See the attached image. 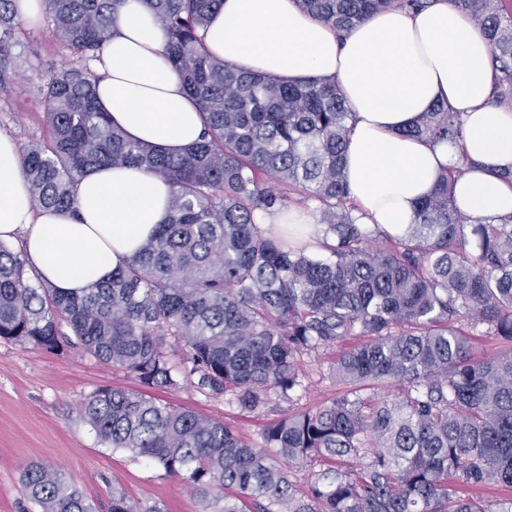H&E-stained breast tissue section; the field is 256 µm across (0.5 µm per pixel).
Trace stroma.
Returning a JSON list of instances; mask_svg holds the SVG:
<instances>
[{"instance_id": "1", "label": "stroma", "mask_w": 512, "mask_h": 512, "mask_svg": "<svg viewBox=\"0 0 512 512\" xmlns=\"http://www.w3.org/2000/svg\"><path fill=\"white\" fill-rule=\"evenodd\" d=\"M13 52L26 72L28 88L9 96L0 93V132L23 147L45 135L36 87L70 55L52 39L42 20L24 26ZM335 356V348L329 347L303 358L306 389L291 402V410L312 408L335 397L338 387L330 374ZM136 386L125 370L82 350L53 354L29 343L0 339V512H38L22 484L23 469L33 461L51 464L72 478L96 512H110L116 493L144 510L155 505L163 512H201L199 498L180 478L112 449L81 417L82 402L98 389ZM161 398L171 406L229 421L255 443L267 422L263 416L238 413L190 386L164 392Z\"/></svg>"}]
</instances>
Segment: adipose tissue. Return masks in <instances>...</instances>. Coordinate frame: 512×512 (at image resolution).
<instances>
[{
	"instance_id": "ef3b65f1",
	"label": "adipose tissue",
	"mask_w": 512,
	"mask_h": 512,
	"mask_svg": "<svg viewBox=\"0 0 512 512\" xmlns=\"http://www.w3.org/2000/svg\"><path fill=\"white\" fill-rule=\"evenodd\" d=\"M206 50L233 67L287 81H333L353 114L346 150L351 200L363 223L399 234L451 167L461 215H512V109L492 102L497 74L483 30L434 0L394 6L344 33L297 0H224L202 33ZM166 35L143 0H124L97 70L99 102L128 137L170 154L199 139L202 123L167 57ZM457 112L454 143L412 138L435 104ZM170 182L132 167L90 170L73 214L34 208L16 142L0 134V241L20 240L39 278L65 293L106 280L168 214Z\"/></svg>"
}]
</instances>
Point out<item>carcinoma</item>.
Listing matches in <instances>:
<instances>
[{"mask_svg":"<svg viewBox=\"0 0 512 512\" xmlns=\"http://www.w3.org/2000/svg\"><path fill=\"white\" fill-rule=\"evenodd\" d=\"M15 0H0V92L20 73ZM52 38L75 61L37 87L44 142L21 149L39 208L73 213L79 180L101 165L171 181L165 223L112 278L62 294L0 242V338L48 352L80 349L131 373L141 389L103 388L80 412L101 441L182 479L204 512H512V215L469 222L443 175L399 235L361 224L345 171L349 107L334 82L288 83L209 54L199 31L224 0H144L204 131L172 155L134 141L97 98L100 59L123 0H44ZM343 32L394 5L431 0H298ZM486 33L512 107V0H449ZM457 113L439 103L409 130L455 142ZM313 211L336 243L309 244L260 227L289 204ZM485 324L497 350L476 354L462 321ZM342 348L339 395L282 411L247 441L229 422L150 394L190 385L261 413L305 389L301 359ZM181 345L179 362L171 347ZM319 465L306 488L288 469ZM41 512H92L50 465L24 471Z\"/></svg>","mask_w":512,"mask_h":512,"instance_id":"obj_1","label":"carcinoma"}]
</instances>
